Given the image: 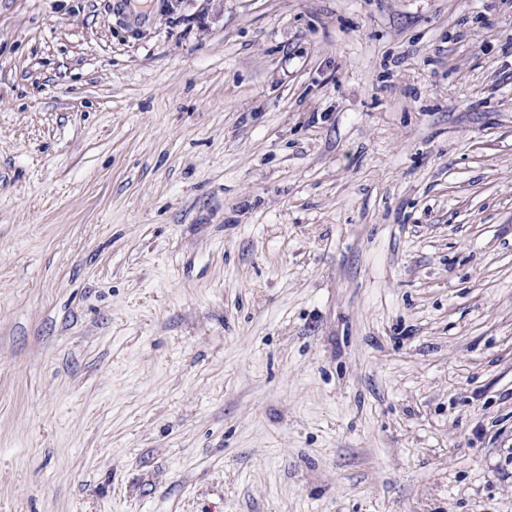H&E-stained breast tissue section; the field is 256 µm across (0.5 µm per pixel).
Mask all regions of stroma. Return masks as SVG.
I'll return each instance as SVG.
<instances>
[{
	"label": "stroma",
	"mask_w": 512,
	"mask_h": 512,
	"mask_svg": "<svg viewBox=\"0 0 512 512\" xmlns=\"http://www.w3.org/2000/svg\"><path fill=\"white\" fill-rule=\"evenodd\" d=\"M0 512H512V0H0Z\"/></svg>",
	"instance_id": "1"
}]
</instances>
